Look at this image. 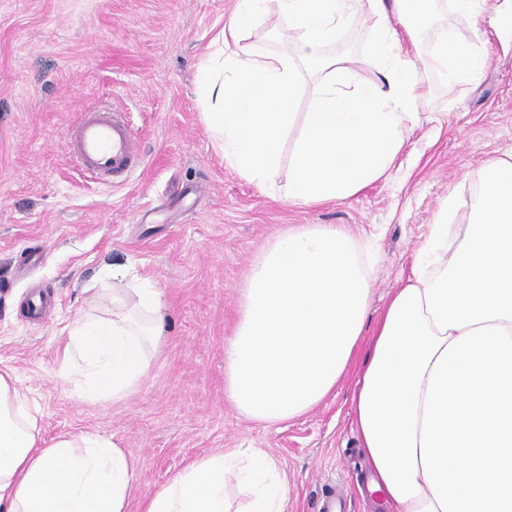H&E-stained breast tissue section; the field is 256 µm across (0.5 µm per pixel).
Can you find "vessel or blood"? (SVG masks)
Returning <instances> with one entry per match:
<instances>
[{"label":"vessel or blood","mask_w":512,"mask_h":512,"mask_svg":"<svg viewBox=\"0 0 512 512\" xmlns=\"http://www.w3.org/2000/svg\"><path fill=\"white\" fill-rule=\"evenodd\" d=\"M70 156L98 183L110 185L143 164L130 126L105 110H90L68 130Z\"/></svg>","instance_id":"1"}]
</instances>
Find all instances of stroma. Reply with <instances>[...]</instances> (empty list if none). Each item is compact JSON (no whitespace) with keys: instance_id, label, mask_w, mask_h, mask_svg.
Segmentation results:
<instances>
[{"instance_id":"35a3bbf8","label":"stroma","mask_w":512,"mask_h":512,"mask_svg":"<svg viewBox=\"0 0 512 512\" xmlns=\"http://www.w3.org/2000/svg\"><path fill=\"white\" fill-rule=\"evenodd\" d=\"M236 0H0V370L40 408L43 439L105 435L135 466L140 497L187 463L220 448H256L287 476L288 512H319L341 496L345 512H390L366 486L371 470L354 426V370L324 401L285 423L245 418L224 394V346L242 288L275 237L304 224H334L374 245L367 329L411 274L445 200L483 164L512 156V46L494 30L498 0H483L476 26L448 0L422 53L440 37L469 41L488 64L473 82L447 85L422 69L416 121L390 168L357 194L293 204L239 177L202 115L198 65ZM376 19L359 12L327 48L349 53L360 77ZM105 106L125 118L145 165L119 185L75 168L66 131ZM160 288L165 336L143 381L112 401L81 400L61 329L78 313L105 311L95 296L113 274ZM41 296L46 323L28 303ZM138 501L130 512H140Z\"/></svg>"}]
</instances>
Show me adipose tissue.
Returning <instances> with one entry per match:
<instances>
[{"instance_id":"ef3b65f1","label":"adipose tissue","mask_w":512,"mask_h":512,"mask_svg":"<svg viewBox=\"0 0 512 512\" xmlns=\"http://www.w3.org/2000/svg\"><path fill=\"white\" fill-rule=\"evenodd\" d=\"M435 0H237L197 74L204 120L227 166L289 201L346 199L383 174L405 142L419 66L446 82L475 79L486 59L441 40L421 55ZM277 5L297 50L244 45L241 34ZM362 10L378 24L364 59L377 79L324 49ZM316 66L310 112L298 92ZM300 123L289 168L281 143ZM285 184H278L280 170ZM464 224L446 204L412 275L392 292L358 380L355 426L392 512H512V161L487 162ZM368 250L343 228L305 224L278 235L254 264L224 390L248 419L281 423L320 403L349 368L371 304ZM112 315L84 313L62 337L68 381L83 399L121 398L160 347L161 291L109 288ZM39 409L0 370V512H128L133 464L102 435L43 441ZM141 512H288V482L255 448L194 459L141 500Z\"/></svg>"}]
</instances>
